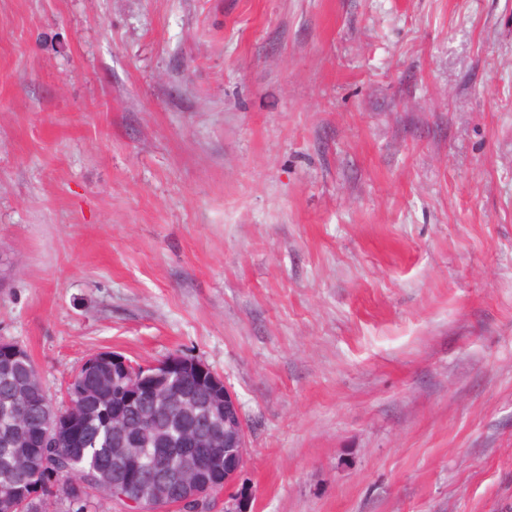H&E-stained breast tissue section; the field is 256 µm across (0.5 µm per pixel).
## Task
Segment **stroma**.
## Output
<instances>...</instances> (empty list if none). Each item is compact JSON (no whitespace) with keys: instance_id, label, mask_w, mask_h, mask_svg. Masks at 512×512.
<instances>
[{"instance_id":"35a3bbf8","label":"stroma","mask_w":512,"mask_h":512,"mask_svg":"<svg viewBox=\"0 0 512 512\" xmlns=\"http://www.w3.org/2000/svg\"><path fill=\"white\" fill-rule=\"evenodd\" d=\"M0 340L204 362L247 512H512V0H0Z\"/></svg>"}]
</instances>
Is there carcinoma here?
<instances>
[{
    "label": "carcinoma",
    "instance_id": "1",
    "mask_svg": "<svg viewBox=\"0 0 512 512\" xmlns=\"http://www.w3.org/2000/svg\"><path fill=\"white\" fill-rule=\"evenodd\" d=\"M34 374L31 358L12 361L0 352V484L8 481L27 493L41 480L45 463L55 464L57 470L36 501H18L17 512H43L46 500L54 495L67 503V512H91L94 503L102 501L95 494L99 485L119 486L136 500L141 488L124 486L132 472L147 493L176 503L181 493L174 474L196 467L183 451L185 434L191 430L224 435V414L208 412L207 398L200 391L202 408L197 413H186L164 398H144L127 411L130 431L119 436L112 432V380L82 370L73 385L87 395L72 407L75 434L59 439L53 448H32L28 437L47 429L54 415L45 388L30 383ZM123 446L138 450L129 473L112 466V449Z\"/></svg>",
    "mask_w": 512,
    "mask_h": 512
}]
</instances>
